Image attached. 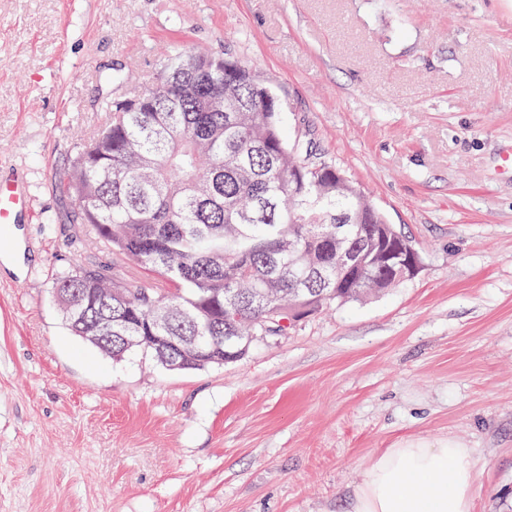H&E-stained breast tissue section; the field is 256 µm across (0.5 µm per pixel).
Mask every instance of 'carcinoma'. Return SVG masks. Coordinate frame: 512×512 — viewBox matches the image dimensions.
<instances>
[{
  "mask_svg": "<svg viewBox=\"0 0 512 512\" xmlns=\"http://www.w3.org/2000/svg\"><path fill=\"white\" fill-rule=\"evenodd\" d=\"M168 57L154 85L112 98L97 137L80 145L63 186L75 197L73 222L93 230L110 262L75 263L54 283L72 334L112 359L134 349L171 368L160 336H206L205 361L183 347L177 369L220 366L243 358L267 331L271 309L288 308L294 279L313 273L307 309L363 299L372 288L327 267L321 231L344 225L343 244L364 249L386 223L366 193L300 135L288 141L278 112L247 65L227 55L200 56L193 71ZM224 97L209 112L183 85ZM132 260L172 288L161 293L120 276ZM122 290L107 306L96 293ZM139 336L124 347L108 335Z\"/></svg>",
  "mask_w": 512,
  "mask_h": 512,
  "instance_id": "carcinoma-1",
  "label": "carcinoma"
}]
</instances>
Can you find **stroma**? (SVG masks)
<instances>
[{
    "label": "stroma",
    "mask_w": 512,
    "mask_h": 512,
    "mask_svg": "<svg viewBox=\"0 0 512 512\" xmlns=\"http://www.w3.org/2000/svg\"><path fill=\"white\" fill-rule=\"evenodd\" d=\"M177 51L249 65L421 274L223 367L72 336L53 284L99 249L62 175ZM506 151L512 0H0V176L38 213L0 262V512H349L377 454L446 440L476 461L473 512H512Z\"/></svg>",
    "instance_id": "35a3bbf8"
}]
</instances>
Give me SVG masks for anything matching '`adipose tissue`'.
<instances>
[{"instance_id":"obj_1","label":"adipose tissue","mask_w":512,"mask_h":512,"mask_svg":"<svg viewBox=\"0 0 512 512\" xmlns=\"http://www.w3.org/2000/svg\"><path fill=\"white\" fill-rule=\"evenodd\" d=\"M475 482L469 449L409 442L371 461L350 512H472Z\"/></svg>"}]
</instances>
